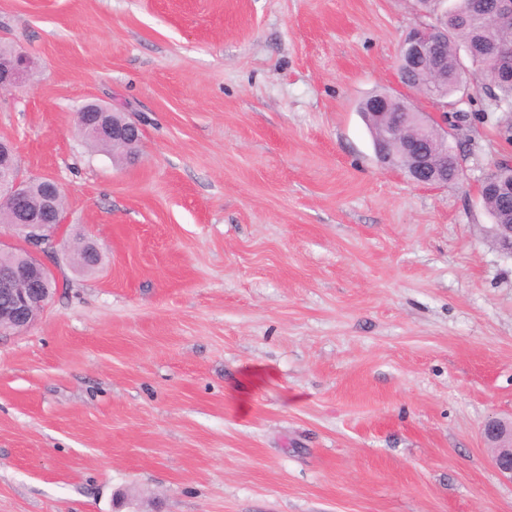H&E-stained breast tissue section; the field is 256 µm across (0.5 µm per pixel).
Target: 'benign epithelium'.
Wrapping results in <instances>:
<instances>
[{"mask_svg":"<svg viewBox=\"0 0 512 512\" xmlns=\"http://www.w3.org/2000/svg\"><path fill=\"white\" fill-rule=\"evenodd\" d=\"M491 18L506 32L512 31V0H496ZM448 40V32L425 21L415 25L400 46V73H419L431 62L437 45ZM482 77L489 85L512 83V48L507 46L500 52H491L482 62ZM26 55L16 51L3 58L0 56V89L21 87L27 80ZM80 112L85 120L77 124L78 133L87 140L110 138L112 143L134 148L141 139L139 125L126 118L113 116L112 108L87 103ZM410 113L401 112L397 121L384 125V138L389 142L399 136ZM379 161L387 167L401 170L411 182L418 185H438L448 182V156L436 151L423 139L406 138L399 158H394L388 149L379 144L376 148ZM0 158L7 163L0 165V200L16 209L27 207L31 179L21 172L14 144L9 139H0ZM43 186L42 208L29 214L25 229L26 241L32 248L25 263L0 267V295L5 303L0 305V334L18 332L31 326L44 310L52 296L48 285V267L37 253H46L55 247L54 225L50 214L62 191L51 176L38 178ZM484 438L493 446V465L500 475L512 481V421L490 418L482 425Z\"/></svg>","mask_w":512,"mask_h":512,"instance_id":"7a95c632","label":"benign epithelium"}]
</instances>
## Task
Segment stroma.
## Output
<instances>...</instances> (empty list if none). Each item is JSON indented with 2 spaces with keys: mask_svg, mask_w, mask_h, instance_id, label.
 <instances>
[{
  "mask_svg": "<svg viewBox=\"0 0 512 512\" xmlns=\"http://www.w3.org/2000/svg\"><path fill=\"white\" fill-rule=\"evenodd\" d=\"M413 0H0L33 62L0 137L57 179L60 288L0 337V512H512V254L478 191L512 156L468 107L462 177L377 161ZM96 100L139 160L76 132ZM100 264L79 265L78 241ZM384 95H386V94L379 93V94H375V95L369 97L368 99L366 97L359 103L358 111L359 112H370V114L375 118H382V117L388 116L393 113H396L397 115H399V118L397 119L396 122H392L391 120H389L383 126L384 132H385V135H384L385 141L390 142L395 137L399 136L400 132L403 129V126L405 125L407 120L410 118L411 112H400L397 107H392L388 112V99L385 97H379V96H384ZM375 97H378V98H376L375 100L372 101L371 108H372L373 112H371L370 102ZM484 438L493 446V465L512 482V421L490 418L482 425Z\"/></svg>",
  "mask_w": 512,
  "mask_h": 512,
  "instance_id": "stroma-1",
  "label": "stroma"
}]
</instances>
